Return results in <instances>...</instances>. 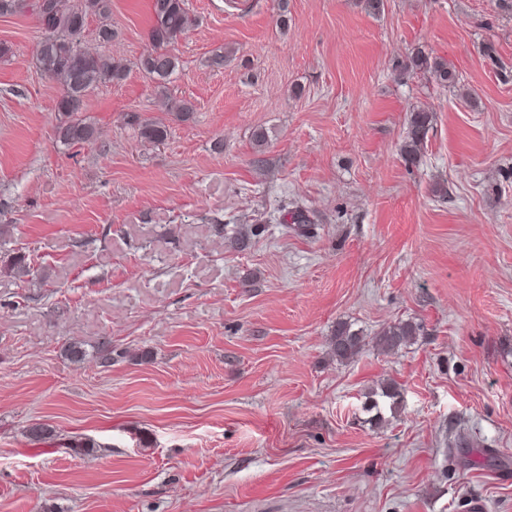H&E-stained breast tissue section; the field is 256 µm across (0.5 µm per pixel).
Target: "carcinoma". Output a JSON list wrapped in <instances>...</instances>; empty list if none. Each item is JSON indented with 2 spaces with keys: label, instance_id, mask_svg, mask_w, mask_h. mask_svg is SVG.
Listing matches in <instances>:
<instances>
[{
  "label": "carcinoma",
  "instance_id": "obj_1",
  "mask_svg": "<svg viewBox=\"0 0 512 512\" xmlns=\"http://www.w3.org/2000/svg\"><path fill=\"white\" fill-rule=\"evenodd\" d=\"M112 0H0V15L33 12L39 22L47 23L51 31L38 43L35 60L38 68L57 80L62 93L56 100L54 111L58 113L56 126L58 140L65 145H75L91 140L95 128L83 116L86 96L92 88L107 82H119L126 76V67L110 55L78 50L75 37L82 34L86 20L94 15L104 20L98 29V38L104 43L112 41L114 32L105 23L111 14ZM153 23L149 31L150 50L139 59V68L154 82L158 94L167 98L172 114L180 121H187L194 113L188 101L168 97L167 85L177 69L175 56L170 47L189 31V15L185 0H152ZM404 74L427 71L442 85L454 82L455 74L442 61H430L421 52L400 63ZM432 116L425 110L411 112L401 153L405 160L413 162L424 148L426 134ZM141 136L159 142L167 138L165 125L144 121L140 123ZM420 332V325L413 322H398L382 329L376 342L383 350H393L409 343ZM362 336L341 322L331 340V354L342 362L356 355ZM65 357L73 363H81L88 355L85 343L70 340L63 348ZM395 399L397 387L386 383L380 393L370 392L367 408L380 409V402L373 395Z\"/></svg>",
  "mask_w": 512,
  "mask_h": 512
}]
</instances>
